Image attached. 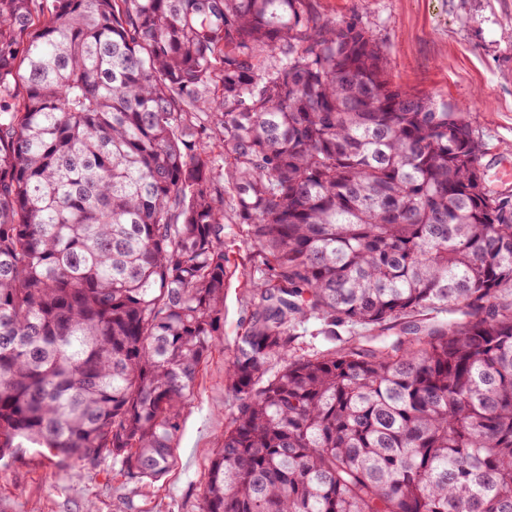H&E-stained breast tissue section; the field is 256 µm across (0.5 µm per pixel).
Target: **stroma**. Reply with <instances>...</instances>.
I'll return each mask as SVG.
<instances>
[{"instance_id": "35a3bbf8", "label": "stroma", "mask_w": 512, "mask_h": 512, "mask_svg": "<svg viewBox=\"0 0 512 512\" xmlns=\"http://www.w3.org/2000/svg\"><path fill=\"white\" fill-rule=\"evenodd\" d=\"M338 23L357 21L382 48L400 88L464 114L481 142L495 189L512 169V0H315ZM224 339L201 366L169 471L156 482L125 483L118 462L70 466L42 448L0 466V512H200V493L235 410L224 382L238 336L253 308V281L264 267L224 202Z\"/></svg>"}]
</instances>
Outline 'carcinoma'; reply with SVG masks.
<instances>
[{"label": "carcinoma", "instance_id": "cac0c4a2", "mask_svg": "<svg viewBox=\"0 0 512 512\" xmlns=\"http://www.w3.org/2000/svg\"><path fill=\"white\" fill-rule=\"evenodd\" d=\"M227 193L265 277L200 512H512V194L313 0H0V461L169 469ZM320 328L321 322L311 318L297 329V336H300V338L296 342L298 343L296 347L301 348L297 350L298 353L325 351L333 346V343L328 340L327 336L317 334Z\"/></svg>", "mask_w": 512, "mask_h": 512}]
</instances>
